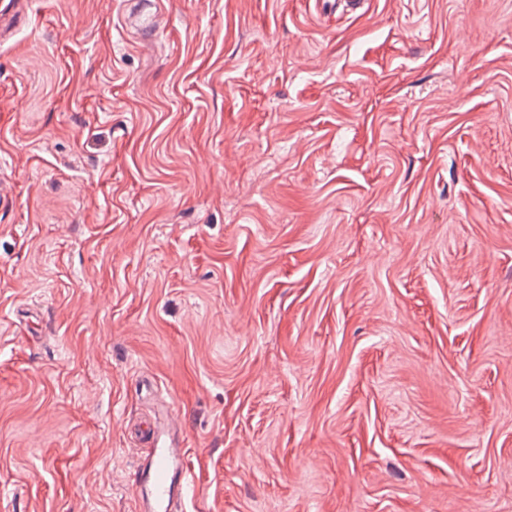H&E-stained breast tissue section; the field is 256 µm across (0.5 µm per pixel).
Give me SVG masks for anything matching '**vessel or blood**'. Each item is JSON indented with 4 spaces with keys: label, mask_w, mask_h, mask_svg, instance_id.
Segmentation results:
<instances>
[{
    "label": "vessel or blood",
    "mask_w": 512,
    "mask_h": 512,
    "mask_svg": "<svg viewBox=\"0 0 512 512\" xmlns=\"http://www.w3.org/2000/svg\"><path fill=\"white\" fill-rule=\"evenodd\" d=\"M24 16L22 0H0V34L15 29ZM148 454L134 478L141 512H182L188 487L185 451L168 442L151 420L135 429Z\"/></svg>",
    "instance_id": "vessel-or-blood-1"
}]
</instances>
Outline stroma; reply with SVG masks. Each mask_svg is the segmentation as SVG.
I'll return each instance as SVG.
<instances>
[{"mask_svg": "<svg viewBox=\"0 0 512 512\" xmlns=\"http://www.w3.org/2000/svg\"><path fill=\"white\" fill-rule=\"evenodd\" d=\"M162 7L0 44V512H512V0ZM135 433L149 448L139 462L134 485L140 511L178 512L185 509L188 470L184 448H177L164 437L151 420H144Z\"/></svg>", "mask_w": 512, "mask_h": 512, "instance_id": "stroma-1", "label": "stroma"}]
</instances>
